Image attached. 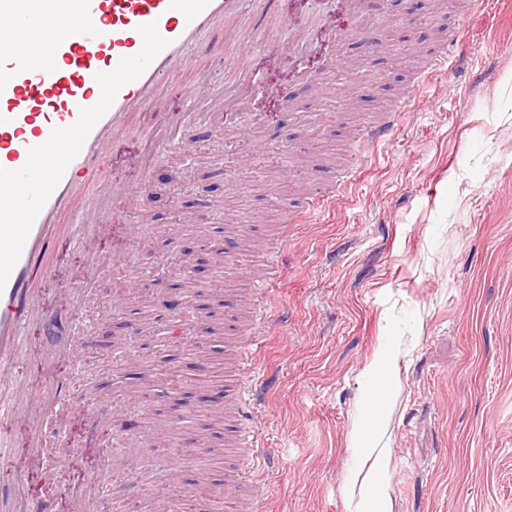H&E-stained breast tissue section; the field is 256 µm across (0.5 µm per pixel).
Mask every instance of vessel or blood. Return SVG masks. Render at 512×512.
Masks as SVG:
<instances>
[{"label": "vessel or blood", "instance_id": "b4317fda", "mask_svg": "<svg viewBox=\"0 0 512 512\" xmlns=\"http://www.w3.org/2000/svg\"><path fill=\"white\" fill-rule=\"evenodd\" d=\"M240 0H0V362L14 356L39 312L28 283L35 260L59 213L72 208L87 174L101 172L109 149L125 144L127 118L151 102L162 81L192 64L200 35L224 27V53L238 73V86L265 87L241 67L243 50L278 47V23L240 19ZM74 27L44 41L39 54L23 53L37 26L52 27L59 12ZM186 123L182 112L155 117L156 151L175 146ZM396 118L363 132L355 153L386 143ZM146 184L121 182L103 192L123 202L143 201ZM72 232L88 245L105 227L100 205L77 208ZM14 404L0 410L28 417L34 410L25 386L13 380ZM0 512H49L29 501L24 483Z\"/></svg>", "mask_w": 512, "mask_h": 512}]
</instances>
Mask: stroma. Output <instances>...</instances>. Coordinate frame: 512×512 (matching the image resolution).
Returning a JSON list of instances; mask_svg holds the SVG:
<instances>
[{
  "instance_id": "obj_1",
  "label": "stroma",
  "mask_w": 512,
  "mask_h": 512,
  "mask_svg": "<svg viewBox=\"0 0 512 512\" xmlns=\"http://www.w3.org/2000/svg\"><path fill=\"white\" fill-rule=\"evenodd\" d=\"M376 50L355 39L328 45L310 28L315 11L345 29L351 17L316 0H273L272 16L309 27L302 66L272 50L247 57L266 87L231 105L237 126L221 131L199 115L182 132L192 154L173 149L147 163L139 149L152 112H176L185 88H223L230 76L224 29L205 33L190 67L163 82L151 109L132 114L129 149L109 154L102 176L138 185L148 178L145 213L111 220L95 245L105 262L83 318L91 327L81 367L47 336L45 317L73 313L91 256L71 243V214L37 260L42 320L30 325L15 373L40 411L0 419L10 463L30 498L73 512L78 492L98 484L93 512H145L175 496L182 481H223L240 458L249 468L231 492L238 506L262 498L265 512H512V0H361ZM467 31L468 62L440 74L429 97L409 95L415 77ZM293 93L284 104L280 89ZM403 118L382 155L352 154L351 134L382 113ZM349 174L348 190L318 220L285 224L284 210L309 189ZM244 219L254 240H227L222 276L178 266L182 249L210 251L226 220ZM147 234L135 241L129 225ZM268 323L254 365L262 383L250 398L260 433L246 455L223 464L187 436L220 400L202 380L213 336H173L175 316L160 299L186 280L217 279L237 290L254 335L255 284L264 262ZM70 390L53 399L57 383ZM116 405L92 424L98 397ZM185 416L166 444L114 448L137 409ZM44 457L32 466L34 441ZM80 456L58 465L62 449Z\"/></svg>"
}]
</instances>
